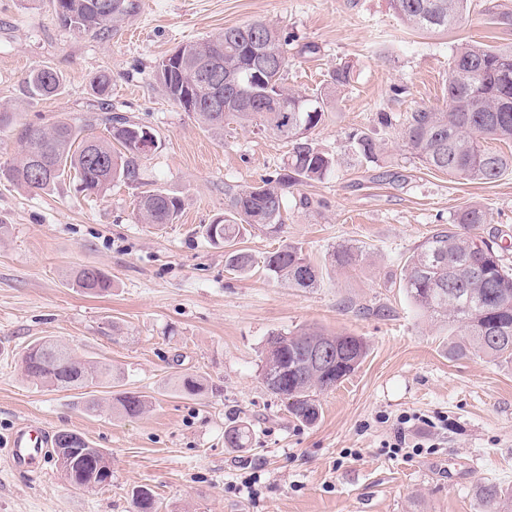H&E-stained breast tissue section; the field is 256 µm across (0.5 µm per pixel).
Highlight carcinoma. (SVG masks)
Returning <instances> with one entry per match:
<instances>
[{
  "label": "carcinoma",
  "instance_id": "1",
  "mask_svg": "<svg viewBox=\"0 0 512 512\" xmlns=\"http://www.w3.org/2000/svg\"><path fill=\"white\" fill-rule=\"evenodd\" d=\"M97 2L55 0V17L79 34L104 33L127 5L125 0H109L110 16L103 17ZM467 4L468 0H390L404 25L432 33L461 22ZM262 43L270 51L268 58L253 52L255 45ZM180 50L182 65L166 69L161 60L155 69L174 105L208 129L221 130L225 121L232 120L244 127L258 126L291 144L274 175L225 191L224 221L206 228L210 242L224 247L225 265L246 273L254 258L236 248L239 239L251 229L280 233L286 192L321 182L336 169L335 157L320 149L312 137L326 119L328 97L288 88V40L275 26L264 22L229 27L215 39L183 43ZM215 63L242 74L239 89L218 88L200 77L202 68ZM353 78L351 66L341 65L328 73L327 85L339 90ZM25 85L30 95L50 98L61 91L62 79L53 69L39 65L29 70ZM444 94L445 107L421 106L406 116L403 139L409 153L428 169L470 182L491 183L512 170V153L486 146L488 141L512 144V46L492 47L478 41L460 44L448 67ZM218 95L247 98L255 106L215 110L210 101ZM276 98L288 102V111L273 107ZM98 123L107 136L91 133ZM146 131V126L110 113L99 114L82 125L58 121L49 127H25L18 135L19 157L0 165V178L45 190L72 169L83 191L102 192L114 181L136 184L139 161L146 155L140 147ZM349 141L366 161H378L380 143L375 138L354 131ZM35 162L44 171L40 179L32 176ZM183 206L182 199L160 190H145L137 197L138 216L145 224H171ZM486 222V211L478 206L462 210L457 217V223L465 228ZM263 266L294 288H314L320 281L319 267L295 246L267 253ZM72 284L86 294L103 295L112 288V278L106 270L88 266L74 272ZM403 288L421 315L447 325L449 357L476 356L512 363V267L505 263L495 239L451 228L436 230L409 256ZM320 340L335 343L323 363L309 358L312 344ZM366 353L363 338L351 334L317 328H305L291 336L274 334L267 339L261 380L267 391L286 402L296 420L312 424L320 409L316 392L342 382ZM22 364L30 383L48 389L73 390L112 381L111 365L86 359L51 340L30 346ZM115 401L118 410L129 416L142 413L146 407L143 396L133 392H124ZM67 437L90 455L96 454V449L77 432L61 430L55 435V460L63 456L72 459L69 482L86 488L105 482L108 474L74 456L63 443ZM249 440L245 425H232L224 431V444L230 448H244ZM479 498L483 512H512V489L496 482L482 484ZM134 507L137 512L158 509L148 489L136 491Z\"/></svg>",
  "mask_w": 512,
  "mask_h": 512
}]
</instances>
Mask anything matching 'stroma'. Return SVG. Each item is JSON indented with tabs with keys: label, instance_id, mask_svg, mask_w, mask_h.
I'll use <instances>...</instances> for the list:
<instances>
[{
	"label": "stroma",
	"instance_id": "stroma-1",
	"mask_svg": "<svg viewBox=\"0 0 512 512\" xmlns=\"http://www.w3.org/2000/svg\"><path fill=\"white\" fill-rule=\"evenodd\" d=\"M133 3L93 36L60 25L52 0H0V108L17 125L80 123L105 107L156 138L137 188L83 192L71 174L48 190L0 180V512H134L132 493L142 487L158 512H482L484 481L512 488V363L449 357L446 326L415 312L402 277L415 248L472 205L487 213L477 235L496 236L512 262V174L473 184L427 169L406 151L399 125L380 135L383 153L369 163L348 135L373 130L381 112L401 118L442 106L458 44L512 45V26L497 22L512 0H470L466 20L440 34L404 28L388 0ZM254 21L287 36L290 88L323 89L344 63L354 80L312 134L336 157L335 172L287 193L279 235L241 239L255 265L240 274L225 267L205 228L224 214L225 187L273 175L289 145L251 126L203 128L172 104L155 65L182 43ZM37 65L61 75L62 93L26 92ZM103 72L111 84L100 95L92 81ZM142 189L180 197L179 218L142 223ZM287 244L319 265L317 287H290L262 267ZM340 248L355 257L332 266ZM84 266L108 271L111 291L72 288L71 273ZM308 327L368 344L355 372L319 394L311 425L259 379L268 336ZM40 339L111 364V382L33 386L21 357ZM184 375L203 390L178 391ZM127 391L147 402L139 416L112 407ZM91 398L100 404L94 413L83 409ZM405 411L447 417L431 433L432 449L384 452ZM24 423L82 434L107 454L111 484L72 485L50 458L35 479L11 469L8 441ZM234 423L249 428L248 447H225Z\"/></svg>",
	"mask_w": 512,
	"mask_h": 512
}]
</instances>
